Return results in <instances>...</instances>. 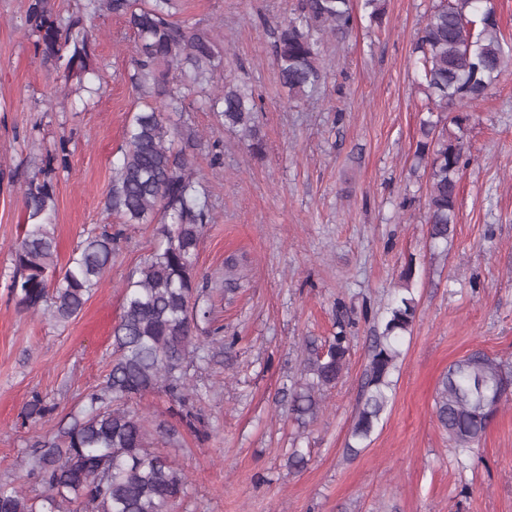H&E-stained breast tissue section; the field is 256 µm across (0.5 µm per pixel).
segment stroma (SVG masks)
<instances>
[{
  "instance_id": "35a3bbf8",
  "label": "stroma",
  "mask_w": 512,
  "mask_h": 512,
  "mask_svg": "<svg viewBox=\"0 0 512 512\" xmlns=\"http://www.w3.org/2000/svg\"><path fill=\"white\" fill-rule=\"evenodd\" d=\"M440 0H384L381 27L356 23L345 44L324 39L319 96L293 102L273 64L281 22L298 0H184L182 16L224 38L225 77L251 89L259 147L213 113H184L187 154L209 209L197 280L228 348L190 374L197 431L168 397L129 402L149 424L176 429L157 444L188 476L172 512H512V402L477 453L460 464L433 405L448 366L480 349L512 362V64L471 108L464 132L457 224L447 249L427 238V174L414 169L427 99L413 43ZM29 0H0V484L37 491L23 460L37 435L78 412L112 364L123 283L157 242L156 224H125L107 208L124 131L139 103L128 73L134 35L101 12L90 66L101 89L65 95L54 63L36 50ZM66 147L67 168L53 165ZM55 194L57 264L112 227L123 235L112 267L66 322L26 310L12 290L11 246L39 170ZM411 272L418 310L396 373V395L366 448L345 444L388 293ZM344 327L347 369L314 423L299 428L288 390L308 341ZM40 393L53 412L35 426L21 411ZM302 448L301 472L286 466Z\"/></svg>"
}]
</instances>
